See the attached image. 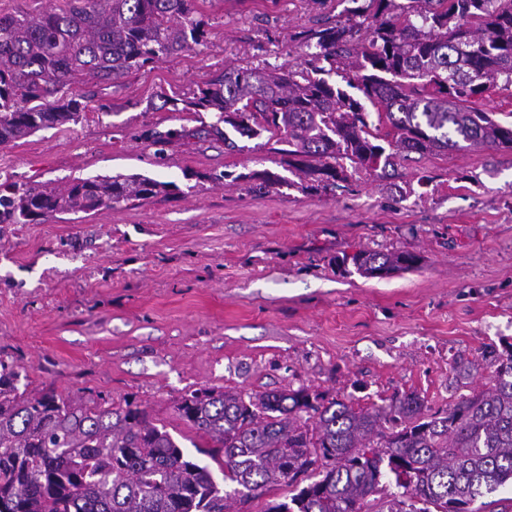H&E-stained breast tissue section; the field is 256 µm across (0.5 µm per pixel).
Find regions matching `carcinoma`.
Returning a JSON list of instances; mask_svg holds the SVG:
<instances>
[{
  "label": "carcinoma",
  "mask_w": 512,
  "mask_h": 512,
  "mask_svg": "<svg viewBox=\"0 0 512 512\" xmlns=\"http://www.w3.org/2000/svg\"><path fill=\"white\" fill-rule=\"evenodd\" d=\"M300 33L299 69L233 67L183 110L208 132L258 138L288 155L298 181L240 173L248 191L331 194L348 168L388 174L396 158L463 145L512 148V122L468 102L512 87V0H349ZM194 0H78L37 18L0 16V147L82 119L70 88L112 83L199 45ZM341 78L339 85L332 77ZM373 111H368L365 103ZM134 173L17 189L0 184V224L41 223L171 194ZM408 250L338 259L364 278L420 265ZM489 387L434 411L414 392L361 407L308 386L262 393L199 389L176 413L221 464L224 485L133 399L19 391L0 359V512H231L282 483L264 512H472L512 483V343L483 356Z\"/></svg>",
  "instance_id": "carcinoma-1"
}]
</instances>
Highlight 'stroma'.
<instances>
[{
    "instance_id": "obj_1",
    "label": "stroma",
    "mask_w": 512,
    "mask_h": 512,
    "mask_svg": "<svg viewBox=\"0 0 512 512\" xmlns=\"http://www.w3.org/2000/svg\"><path fill=\"white\" fill-rule=\"evenodd\" d=\"M201 45L74 85L78 123L0 149V184L65 185L139 173L165 199L38 224H0V358L18 386L131 398L198 459L176 415L196 389L299 385L367 406L415 392L435 409L481 387L458 376L512 343V149L433 151L391 175L349 171L335 194H251L234 175L288 166L264 139L236 149L174 111L230 67L296 66L295 37L336 0H197ZM186 130L158 149L152 133ZM230 177L216 181V174ZM360 249L409 250L418 269L363 278L336 267Z\"/></svg>"
}]
</instances>
